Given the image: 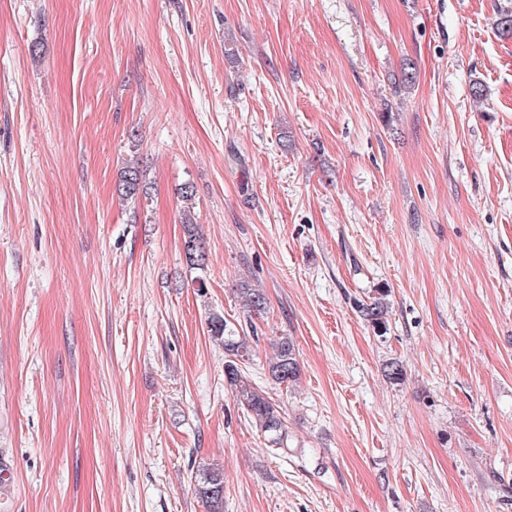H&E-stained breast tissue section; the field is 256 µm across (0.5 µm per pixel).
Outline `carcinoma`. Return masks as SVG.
Here are the masks:
<instances>
[{"label":"carcinoma","mask_w":512,"mask_h":512,"mask_svg":"<svg viewBox=\"0 0 512 512\" xmlns=\"http://www.w3.org/2000/svg\"><path fill=\"white\" fill-rule=\"evenodd\" d=\"M116 191L125 200L137 201L146 192L144 171L138 166H128L120 174ZM184 225L183 252L188 265L204 270L206 251L196 224L186 217ZM244 307L248 312H259L264 308V295L255 288H241ZM388 290L380 288L369 303L359 305V312L374 329L377 336L386 334ZM209 335L224 346V381L229 385L238 404L246 411L250 421L277 448L288 447V427L282 408L267 393L247 380L240 371L239 362L250 359L252 346L249 337L240 334L235 324L224 315L211 312L207 317ZM269 374L278 385H289L297 380L299 363L293 341L283 336L276 343V353L269 363ZM194 491L205 505L207 512H224V468L217 464H204L195 471Z\"/></svg>","instance_id":"cac0c4a2"}]
</instances>
